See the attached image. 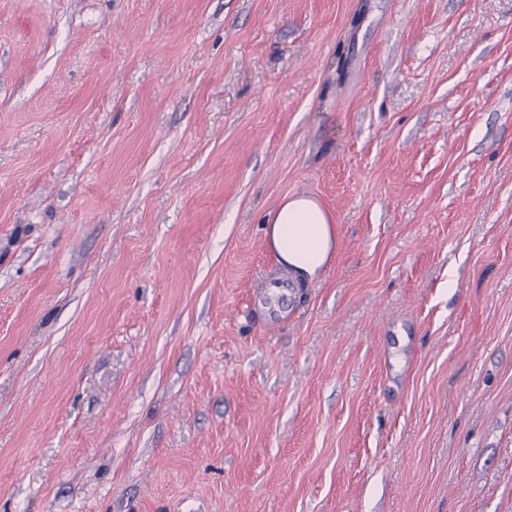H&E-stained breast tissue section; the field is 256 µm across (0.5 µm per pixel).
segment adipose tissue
<instances>
[{"label":"adipose tissue","instance_id":"adipose-tissue-1","mask_svg":"<svg viewBox=\"0 0 512 512\" xmlns=\"http://www.w3.org/2000/svg\"><path fill=\"white\" fill-rule=\"evenodd\" d=\"M265 236L292 283L320 280L334 247V232L314 199L299 196L281 201L266 220Z\"/></svg>","mask_w":512,"mask_h":512}]
</instances>
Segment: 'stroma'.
Masks as SVG:
<instances>
[{"instance_id":"obj_1","label":"stroma","mask_w":512,"mask_h":512,"mask_svg":"<svg viewBox=\"0 0 512 512\" xmlns=\"http://www.w3.org/2000/svg\"><path fill=\"white\" fill-rule=\"evenodd\" d=\"M0 512H512V0H0ZM265 236L271 250L296 284L320 280L334 248L328 215L308 197H291L279 203L266 220Z\"/></svg>"}]
</instances>
